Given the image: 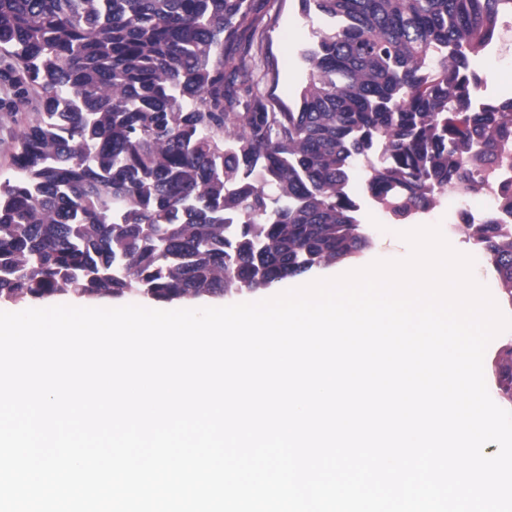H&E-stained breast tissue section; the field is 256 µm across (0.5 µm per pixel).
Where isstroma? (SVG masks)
Here are the masks:
<instances>
[{"instance_id": "1", "label": "stroma", "mask_w": 512, "mask_h": 512, "mask_svg": "<svg viewBox=\"0 0 512 512\" xmlns=\"http://www.w3.org/2000/svg\"><path fill=\"white\" fill-rule=\"evenodd\" d=\"M258 14L264 15L266 27L262 36V67L269 71L270 81L264 83L265 92L271 96L275 106H294L301 87L306 81V68L300 59V50L313 42L314 33L323 28L321 17L310 19L301 16L298 0H254ZM499 59L493 69H479L491 97L512 98V25L503 26L498 35ZM36 117L35 112L26 110L10 113L8 106L0 107V178L12 173L11 156L15 135ZM350 191L361 202L362 231L369 240V246L348 266L359 269L369 264L377 254L400 255L407 248L401 239L403 231L419 225H445L455 216L456 204L447 195H439L433 208L416 215L412 220H394L388 213L368 205L369 195L366 178L359 172L350 174Z\"/></svg>"}]
</instances>
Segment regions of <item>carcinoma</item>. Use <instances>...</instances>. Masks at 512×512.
Wrapping results in <instances>:
<instances>
[{
	"instance_id": "obj_1",
	"label": "carcinoma",
	"mask_w": 512,
	"mask_h": 512,
	"mask_svg": "<svg viewBox=\"0 0 512 512\" xmlns=\"http://www.w3.org/2000/svg\"><path fill=\"white\" fill-rule=\"evenodd\" d=\"M328 25L294 108L259 84L251 0H0V85L38 118L0 181V299L264 289L368 246L352 162L393 218L474 188L512 137L470 60L512 0H298ZM512 297V230L472 224ZM512 397V360L497 369Z\"/></svg>"
}]
</instances>
